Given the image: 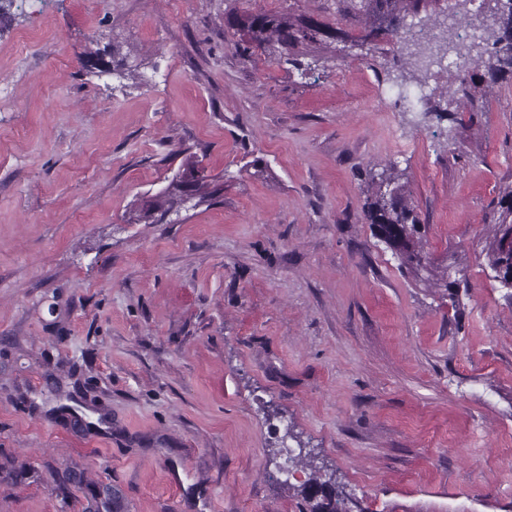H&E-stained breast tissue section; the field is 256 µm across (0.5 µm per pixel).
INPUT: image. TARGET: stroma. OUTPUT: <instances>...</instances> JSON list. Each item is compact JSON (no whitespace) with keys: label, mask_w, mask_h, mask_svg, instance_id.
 Here are the masks:
<instances>
[{"label":"stroma","mask_w":512,"mask_h":512,"mask_svg":"<svg viewBox=\"0 0 512 512\" xmlns=\"http://www.w3.org/2000/svg\"><path fill=\"white\" fill-rule=\"evenodd\" d=\"M290 2L23 0L0 23V512H309L283 437L360 512H512L493 0H450L473 109L391 39L304 77L245 60L227 16ZM112 41L137 78L91 69ZM188 155L223 191L127 223ZM390 166L425 252L466 270L457 301L364 218Z\"/></svg>","instance_id":"obj_1"}]
</instances>
